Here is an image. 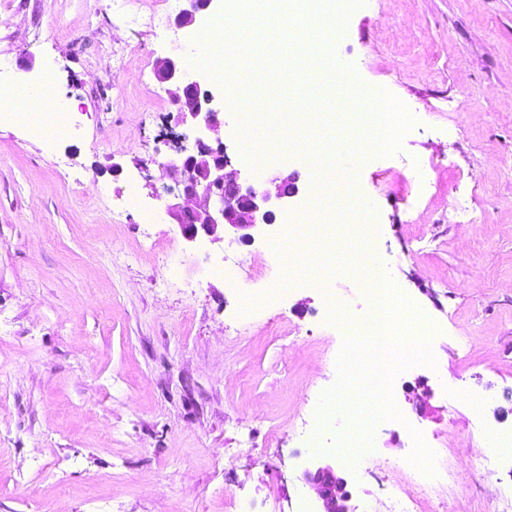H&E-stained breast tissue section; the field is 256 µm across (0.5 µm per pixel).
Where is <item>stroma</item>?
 Wrapping results in <instances>:
<instances>
[{
  "mask_svg": "<svg viewBox=\"0 0 512 512\" xmlns=\"http://www.w3.org/2000/svg\"><path fill=\"white\" fill-rule=\"evenodd\" d=\"M154 0H0V79L47 90L69 132L0 120V512H296L315 457L301 423L338 379L347 323L369 308L350 256L362 217L387 276L437 328L435 367L394 386L403 421L380 422L355 512H385L409 429L442 448L446 512H502L512 454L484 482L486 428L512 430V0H365L334 42L369 92L415 120L398 150L354 161L348 203L309 215L316 171L276 131L263 176L298 171L299 196L250 244H191L164 210L176 124L155 63L199 53L190 30L134 23ZM218 135L249 177L239 114ZM120 161L124 171L113 176ZM484 222L448 221L450 196ZM238 259L237 284L216 267ZM277 288L251 317L244 296Z\"/></svg>",
  "mask_w": 512,
  "mask_h": 512,
  "instance_id": "obj_1",
  "label": "stroma"
}]
</instances>
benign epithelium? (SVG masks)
<instances>
[{"instance_id":"7a95c632","label":"benign epithelium","mask_w":512,"mask_h":512,"mask_svg":"<svg viewBox=\"0 0 512 512\" xmlns=\"http://www.w3.org/2000/svg\"><path fill=\"white\" fill-rule=\"evenodd\" d=\"M175 25L189 28L206 13L220 8L221 0H185ZM155 78L175 87L171 104L179 121L196 127L194 147L176 146L177 156L164 168L183 185V202L166 206V214L190 243L205 238L224 241L226 232L241 243L254 241V233L275 223L276 211L299 195L298 173H280L260 181L240 177L221 139H210L224 126V110L213 90L191 76L181 55L172 52L157 60ZM305 483L321 502L320 512H355L348 481L329 464H316L303 472Z\"/></svg>"}]
</instances>
